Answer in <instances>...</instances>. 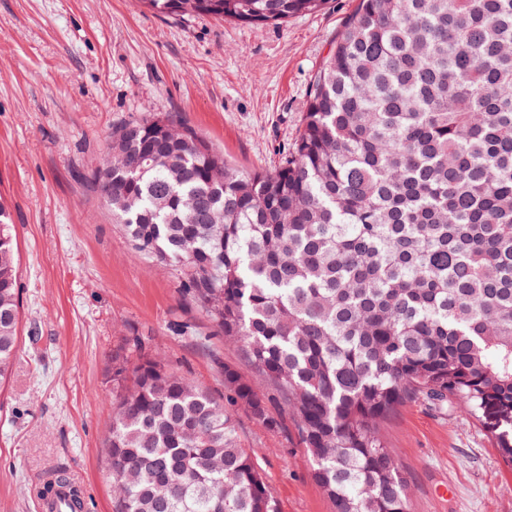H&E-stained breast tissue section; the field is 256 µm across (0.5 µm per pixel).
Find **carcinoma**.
Returning <instances> with one entry per match:
<instances>
[{"label": "carcinoma", "instance_id": "cac0c4a2", "mask_svg": "<svg viewBox=\"0 0 512 512\" xmlns=\"http://www.w3.org/2000/svg\"><path fill=\"white\" fill-rule=\"evenodd\" d=\"M140 2L267 25L326 0ZM111 147L92 180L115 221L276 391L224 364L220 404L137 337L112 352L113 512H280L238 406L270 429L269 404L290 413L336 512H409L377 427L418 395L466 410L512 466V0H357L271 170L234 169L168 117ZM19 316L1 202L0 384Z\"/></svg>", "mask_w": 512, "mask_h": 512}]
</instances>
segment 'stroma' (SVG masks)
<instances>
[{
    "label": "stroma",
    "mask_w": 512,
    "mask_h": 512,
    "mask_svg": "<svg viewBox=\"0 0 512 512\" xmlns=\"http://www.w3.org/2000/svg\"><path fill=\"white\" fill-rule=\"evenodd\" d=\"M356 0L283 25L154 14L134 0H0V199L18 243L19 348L0 385V512H38L33 488L63 467L112 512L102 442L111 356L139 336L224 401L220 364L259 374L214 335L171 270L138 253L91 174L115 128L166 115L239 170L277 166L299 134L312 77ZM189 334L182 335L178 326ZM271 430L235 408L280 512H335L281 406ZM410 512H512V468L459 407L415 398L379 424Z\"/></svg>",
    "instance_id": "1"
}]
</instances>
